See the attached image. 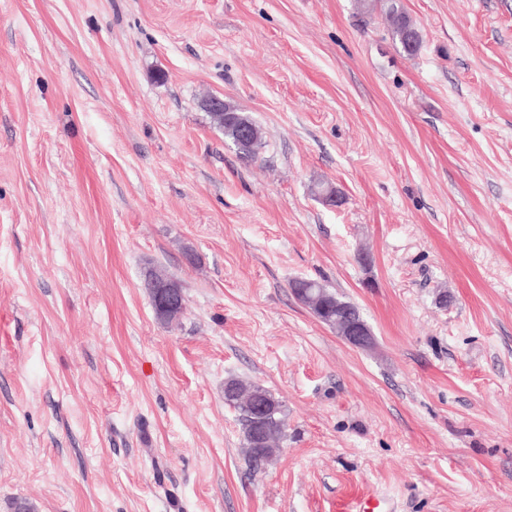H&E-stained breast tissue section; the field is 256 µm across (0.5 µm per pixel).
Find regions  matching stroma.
<instances>
[{
	"mask_svg": "<svg viewBox=\"0 0 512 512\" xmlns=\"http://www.w3.org/2000/svg\"><path fill=\"white\" fill-rule=\"evenodd\" d=\"M402 4L413 56L357 0H0V512H512V0ZM228 106L236 112V122H225L224 126L218 125V121L208 114L211 122L216 126V128L224 133V141L233 146L242 161L246 163L256 162L260 157L262 149L265 147L262 130L249 115L244 112H237V110L229 104ZM241 126L249 127L253 133L252 146L248 150L240 149L238 145ZM163 278L170 282H176L166 275L160 274L159 272L150 270L145 279V288L150 293V282L153 278ZM170 282L158 283L153 289V308L157 318L164 319L171 314L178 313L182 314L185 310V299L181 288H177ZM179 284V283H178ZM180 285V284H179ZM313 282L312 286H307L306 288H320L319 290H315V294H319V298L315 301L314 311L321 318V322L328 325L329 327H333L336 329L339 334L341 330L345 327V322L342 319L341 314L336 316V304H341L346 308L350 313H360L359 309L351 302L346 301L340 297L338 294L327 288L321 282L316 280L307 279ZM345 341L354 347L367 349L373 346L374 336L365 320L359 317L351 318L341 336ZM224 401L239 410L245 447L250 459L256 465L267 461L274 447L286 437V414L281 400L259 384H246L236 378L224 381ZM268 410L267 421L263 425L261 443H256L259 425H255L253 414Z\"/></svg>",
	"mask_w": 512,
	"mask_h": 512,
	"instance_id": "stroma-1",
	"label": "stroma"
}]
</instances>
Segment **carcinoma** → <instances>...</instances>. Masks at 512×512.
<instances>
[{
    "instance_id": "1",
    "label": "carcinoma",
    "mask_w": 512,
    "mask_h": 512,
    "mask_svg": "<svg viewBox=\"0 0 512 512\" xmlns=\"http://www.w3.org/2000/svg\"><path fill=\"white\" fill-rule=\"evenodd\" d=\"M361 10L371 15L380 11V15L388 23V31L393 42L399 44L409 55H414L421 45L420 33L404 10L401 0H360ZM224 133V141L233 146L239 158L246 163H253L260 157L265 147L261 128L246 113H237V121L226 122L222 125L212 120ZM246 126L252 130L253 141L251 148L243 150L238 145L240 127ZM319 298L315 301L314 311L321 322L341 331L345 322L336 314V305L340 304L351 313L359 309L346 301L324 284L313 281ZM224 401L239 410L245 447L250 459L255 464L266 461L272 455L274 447L286 437V414L281 400L259 384H246L236 378L224 381Z\"/></svg>"
}]
</instances>
